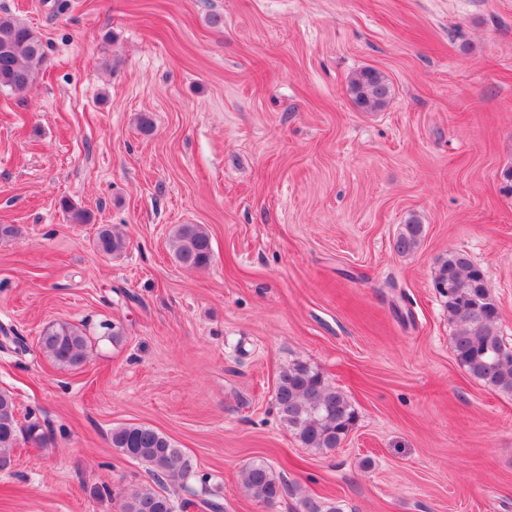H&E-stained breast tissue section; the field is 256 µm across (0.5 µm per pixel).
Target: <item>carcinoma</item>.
<instances>
[{
  "instance_id": "carcinoma-1",
  "label": "carcinoma",
  "mask_w": 512,
  "mask_h": 512,
  "mask_svg": "<svg viewBox=\"0 0 512 512\" xmlns=\"http://www.w3.org/2000/svg\"><path fill=\"white\" fill-rule=\"evenodd\" d=\"M46 59L40 33L25 21L0 15V90H26L38 77ZM353 103L363 111H376L391 99V87L379 70L366 67L350 78ZM61 207L74 224L90 220L87 211L67 200ZM423 225L411 218L395 239L396 251L413 252L420 244ZM170 242L176 259L184 266L204 269L212 259L209 234L199 224L173 227ZM125 238L109 226L100 229L96 250L104 256L123 252ZM436 282L448 287L445 293L448 322L453 326V352L457 363L476 381L501 395L512 397V346L501 335L500 311L480 266L462 251H450L439 261ZM88 336L77 326L59 322L46 326L39 337L45 356L61 368H78L87 358ZM274 404L280 419L308 448L328 453L340 447L356 421V412L346 396L316 371L296 364L278 375ZM21 426L13 395L0 389V470L11 465ZM112 447L123 457L147 466L157 483L169 480L188 494L176 502L154 489L135 491L124 498L122 512H176L194 507L200 512H224V502L206 485H187L194 474L190 459L164 434L152 427L123 424L112 428ZM244 492L253 501L272 505L286 492V485L272 467L254 462L240 473ZM302 512H342L335 502L311 497L300 500Z\"/></svg>"
}]
</instances>
